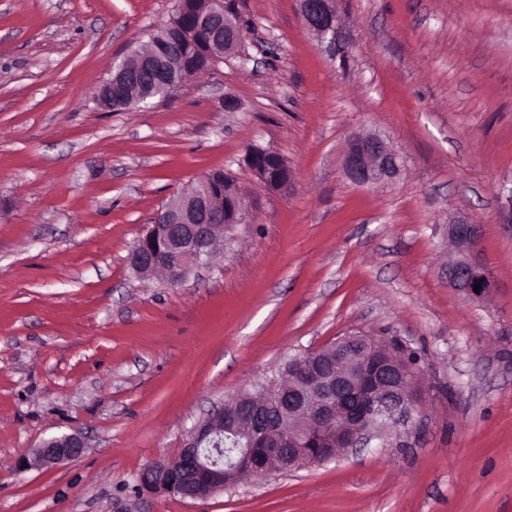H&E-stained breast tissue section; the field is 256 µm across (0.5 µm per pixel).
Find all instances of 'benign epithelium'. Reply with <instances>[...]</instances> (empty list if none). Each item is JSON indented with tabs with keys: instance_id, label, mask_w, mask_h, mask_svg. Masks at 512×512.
<instances>
[{
	"instance_id": "1",
	"label": "benign epithelium",
	"mask_w": 512,
	"mask_h": 512,
	"mask_svg": "<svg viewBox=\"0 0 512 512\" xmlns=\"http://www.w3.org/2000/svg\"><path fill=\"white\" fill-rule=\"evenodd\" d=\"M202 2L191 19L209 33L204 57L189 64L171 52L161 56L133 52L140 67L152 75L153 88L163 86L167 95L179 87L174 80L179 71H205L226 56L239 55L243 38L233 19L214 23L215 15L224 14V0ZM300 11L321 48L332 58H345L348 37L336 0H300ZM129 73L126 59L113 67L98 90L102 107L125 108ZM273 158L269 150L252 149L245 161L262 181L278 184L283 176L272 166ZM405 168V157L379 133L354 137L343 159L344 175L357 186L392 182ZM224 177L222 169L201 176L156 212L151 227L127 257L136 274L163 272L171 285H179L195 268L210 262L224 230L249 223L248 200L237 194L224 197ZM479 239L478 225L461 217L448 222V285L469 300L484 298L492 288L480 258ZM412 350L398 336L354 332L325 348L295 356L288 360L283 380L271 388L280 406L279 420L259 430L257 422L268 399L261 392H242L195 424L173 460L155 462L152 469L177 473L184 496L203 499L237 484L245 474L288 473L339 459L423 407L422 372L419 363L408 359ZM222 431L235 437L236 452L220 468L213 457L215 449L202 444ZM85 448L80 433L52 436L35 450L34 461L39 467L58 465L78 458Z\"/></svg>"
}]
</instances>
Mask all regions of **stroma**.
Returning a JSON list of instances; mask_svg holds the SVG:
<instances>
[{
    "label": "stroma",
    "instance_id": "35a3bbf8",
    "mask_svg": "<svg viewBox=\"0 0 512 512\" xmlns=\"http://www.w3.org/2000/svg\"><path fill=\"white\" fill-rule=\"evenodd\" d=\"M176 0H0V512H512V0H336L331 58L299 0H236L240 57L131 111L96 99ZM379 132L407 159L359 187ZM278 154L286 188L245 163ZM252 205L172 286L127 264L213 169ZM480 227L490 295L448 286V223ZM387 329L421 357L423 408L367 446L204 499L142 493L188 428L288 358ZM87 447L18 469L43 439ZM405 168V157L379 133L355 136L343 159L344 175L357 186L392 182Z\"/></svg>",
    "mask_w": 512,
    "mask_h": 512
}]
</instances>
